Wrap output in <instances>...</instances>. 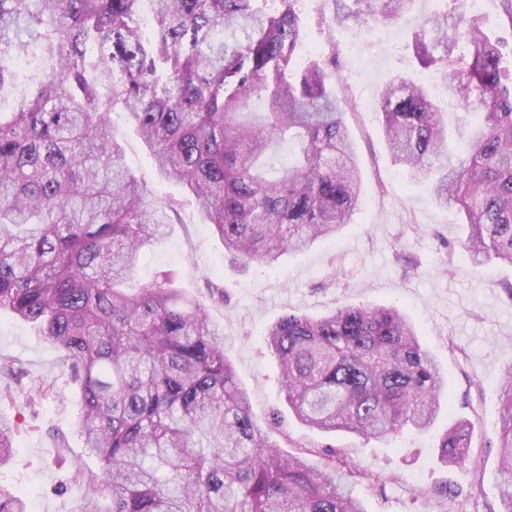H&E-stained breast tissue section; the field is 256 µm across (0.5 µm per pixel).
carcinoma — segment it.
<instances>
[{"instance_id":"carcinoma-1","label":"carcinoma","mask_w":512,"mask_h":512,"mask_svg":"<svg viewBox=\"0 0 512 512\" xmlns=\"http://www.w3.org/2000/svg\"><path fill=\"white\" fill-rule=\"evenodd\" d=\"M0 0V312L33 324L61 352L79 391L78 427L101 464L110 512H365L332 454L284 455L258 423L226 354L224 331L171 276L132 294L120 285L160 240L177 202L157 203L127 166L112 115L182 184L227 258L274 268L290 250L333 237L362 205L358 158L336 94V58H301L299 0ZM415 0H332L336 21L387 25ZM506 35L453 0L426 17L419 62L448 105L478 112L456 163L444 112L399 78L381 97L394 160L462 213V247L480 267L512 266V0H495ZM266 112L251 118V101ZM300 141L277 175L270 154ZM295 417L322 432L393 438L428 432L445 377L396 308L340 305L288 313L268 329ZM498 512H512V365L501 386ZM472 426L438 440L464 463ZM0 419V462L13 448ZM0 512H27L0 489Z\"/></svg>"}]
</instances>
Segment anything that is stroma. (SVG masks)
<instances>
[{
  "label": "stroma",
  "mask_w": 512,
  "mask_h": 512,
  "mask_svg": "<svg viewBox=\"0 0 512 512\" xmlns=\"http://www.w3.org/2000/svg\"><path fill=\"white\" fill-rule=\"evenodd\" d=\"M306 43L335 39L342 90L355 109L346 116L356 145L363 204L336 238L316 241L284 256L279 267L239 271L224 257V245L186 202L167 236L145 248L142 266L128 281L135 291L154 273L168 272L177 287L205 307L224 330L227 353L261 425L283 451L305 452L321 462L335 453L377 480L353 478L351 490L366 512H488L497 504L498 434L503 373L512 364V267L491 261L473 269L457 243L467 225L431 196L429 182L395 162L377 113L380 94L392 80L420 79L425 69L413 44L424 17L452 8L450 0H415L393 22V44L378 42L379 24L361 27L334 20L331 0H302ZM359 44L376 63L368 83L353 81L348 43ZM116 131L126 162L156 200L181 197L178 184L161 178L149 152L124 124ZM452 263H443L446 245ZM412 274H405V267ZM222 285L223 302L210 298L208 283ZM341 304L388 305L404 311L448 378L449 406L427 434L403 432L393 439H363L339 431L322 434L301 424L281 392L280 372L265 341L268 328L288 313L320 316ZM0 363L22 371L21 381L0 377V417L13 422L11 456L0 463V488L25 497L32 512H74L98 473L78 428L79 395L60 367L59 352L29 323L0 315ZM26 398H19L17 385ZM473 424L463 465L440 461L439 436L449 423ZM93 494V493H90ZM100 512L111 501L93 494Z\"/></svg>",
  "instance_id": "35a3bbf8"
}]
</instances>
